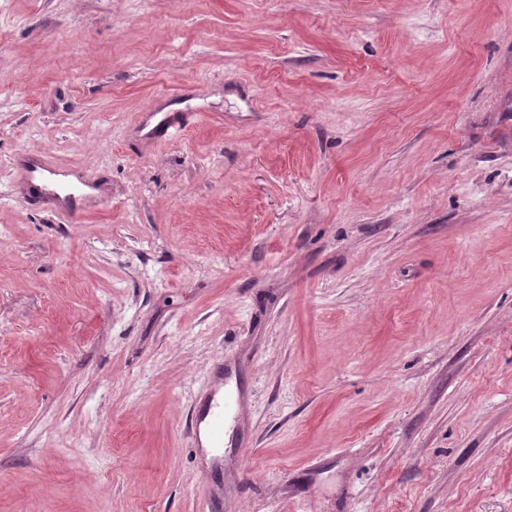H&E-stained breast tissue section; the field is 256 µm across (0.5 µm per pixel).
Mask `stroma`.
Listing matches in <instances>:
<instances>
[{
  "instance_id": "35a3bbf8",
  "label": "stroma",
  "mask_w": 512,
  "mask_h": 512,
  "mask_svg": "<svg viewBox=\"0 0 512 512\" xmlns=\"http://www.w3.org/2000/svg\"><path fill=\"white\" fill-rule=\"evenodd\" d=\"M210 502L512 512V0H0V512ZM53 170L50 166H48V163L46 160H35L32 161L27 169L28 178L31 181H37L41 183L42 188L46 192V194L51 198L61 209L62 214L71 215L75 212L72 211L75 208H73V204L70 203V201L73 200V195L69 194L65 197L66 202H62L60 200V197L58 193L55 190L49 189L48 185L50 183L47 181L45 177V173L52 174ZM226 372L224 373V368L218 372L221 374V377L212 393L196 407V420L192 435L197 448H207L203 444L202 435L208 437L209 448H220L221 439L224 434V423L230 415L224 403V391L222 390Z\"/></svg>"
}]
</instances>
